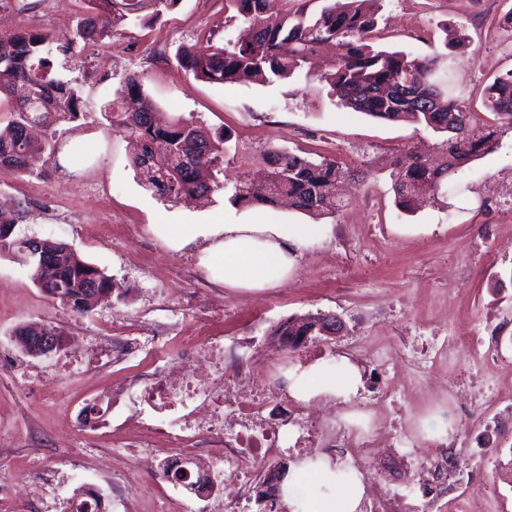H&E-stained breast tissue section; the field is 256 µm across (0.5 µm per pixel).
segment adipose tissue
<instances>
[{"instance_id": "adipose-tissue-1", "label": "adipose tissue", "mask_w": 512, "mask_h": 512, "mask_svg": "<svg viewBox=\"0 0 512 512\" xmlns=\"http://www.w3.org/2000/svg\"><path fill=\"white\" fill-rule=\"evenodd\" d=\"M318 224L249 223L199 224L192 231L170 226L168 245L179 251L202 242V258L211 277L225 287L265 291L280 286L294 275L296 247L319 238ZM361 376L345 358L311 364L289 376L288 392L307 403L321 396L349 400L356 394ZM316 474L318 487L309 502H301L294 491L302 478ZM365 484L360 473L331 465L328 459L303 458L293 463L284 483L283 495L292 512H361Z\"/></svg>"}]
</instances>
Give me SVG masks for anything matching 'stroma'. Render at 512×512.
<instances>
[{"instance_id": "35a3bbf8", "label": "stroma", "mask_w": 512, "mask_h": 512, "mask_svg": "<svg viewBox=\"0 0 512 512\" xmlns=\"http://www.w3.org/2000/svg\"><path fill=\"white\" fill-rule=\"evenodd\" d=\"M511 9L512 0H382L378 43L429 57L441 48L442 27L461 30L467 42L453 58L452 82L477 100L495 72L512 69V32L499 26ZM78 15L77 0H10L0 7V34L39 29L63 36ZM206 35L223 45L224 0H180L160 25L121 29L107 51L90 44L79 53L56 52V66L83 88L85 112L60 126L59 141L64 154L78 148L86 159L38 176L0 174V209L18 213V232L66 241L114 283L111 297L81 316L48 298L18 258L0 255V512H64V496L84 483L116 512H152L153 502L136 497L122 479L142 471V460L126 456L121 474L112 471V449L128 447L135 436L115 425L103 435L86 433L77 417L85 399L115 383L147 384L176 359L180 337L249 336L260 366L295 373L304 358L286 357L271 338L291 316H341L343 335L317 344L330 358L371 335L433 330L445 336L489 307L512 328V265L488 268L475 248L481 241L512 249V207L493 203L497 186L512 181V130L491 154L451 175V182L465 184L462 194H429L414 212H404L395 202L393 163L411 152L440 158L442 134L344 108L303 70L268 83L196 80L175 66L174 56ZM130 71L144 73V92L159 120L192 119L224 133L226 185L262 176L271 150L332 157L355 171L341 190L344 207L325 217L323 235L301 248L288 283L265 292L227 288L209 275L199 246H168L172 224L244 223L258 214L278 224L311 218L285 204L238 207L225 192L170 200L145 187L130 145L103 117ZM91 183L99 191L89 205L84 193ZM376 308L386 313L383 323L361 322L360 311ZM112 318L144 325L154 344L122 362L106 355L63 375L60 354L23 355L12 336L24 324L58 326L79 349L103 344L101 325ZM470 364V351L457 350L453 365L431 367L430 385L406 404L418 436L455 435L458 444L448 450L459 465L450 477L454 494L464 490L466 473L486 466L487 454L471 422L437 401L436 386L465 376Z\"/></svg>"}]
</instances>
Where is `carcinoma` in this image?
<instances>
[{
	"mask_svg": "<svg viewBox=\"0 0 512 512\" xmlns=\"http://www.w3.org/2000/svg\"><path fill=\"white\" fill-rule=\"evenodd\" d=\"M84 10L75 29L62 37L22 29L0 40V172L14 176L36 173L33 161H58L56 126L82 116L81 91L75 80L54 67V49L72 51L89 41H102L129 24H157L179 0H83ZM315 0H224L230 12L225 22L237 25V35L224 47L204 37L179 48L177 65L195 79L209 83L265 82L287 78L311 63L323 44L336 48L318 80L345 107L387 122L411 121L447 135V161L436 167L427 159L409 155L397 163L394 191L398 206L409 211L419 191L439 188L448 171L492 151L496 130L474 121L473 102L451 88L452 57L431 58L405 51H387L373 45L380 0H336L313 12ZM483 111L493 121L512 129V70L496 74L483 91ZM104 118L131 146L132 164L145 184L167 198L186 194L207 196L224 190L211 176L224 161V133H211L193 121L177 118L166 125L155 119L152 102L144 94L143 76L127 74L104 106ZM49 130L34 141L24 134L30 120ZM269 166L259 184L234 187V203L272 206L282 197L314 219L343 207L336 183L346 173L332 158L320 159L290 152L266 154ZM27 236L19 235L15 221L0 213V255L18 254L31 280L50 299L72 313L89 312L90 290L103 294L110 279L98 265L86 261L68 243L42 239L36 256L24 252ZM320 314L290 317L277 326L276 336H316L314 320Z\"/></svg>",
	"mask_w": 512,
	"mask_h": 512,
	"instance_id": "cac0c4a2",
	"label": "carcinoma"
}]
</instances>
